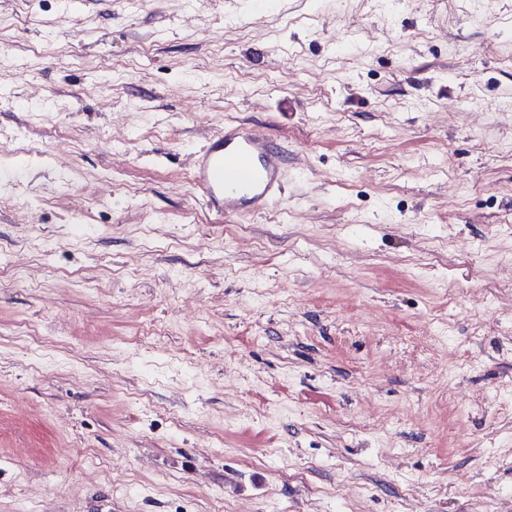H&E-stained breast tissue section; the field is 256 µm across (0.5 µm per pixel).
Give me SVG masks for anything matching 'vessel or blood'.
<instances>
[{
  "mask_svg": "<svg viewBox=\"0 0 512 512\" xmlns=\"http://www.w3.org/2000/svg\"><path fill=\"white\" fill-rule=\"evenodd\" d=\"M282 156L266 138L225 127L199 152L192 184L212 211L235 217L259 212L281 195Z\"/></svg>",
  "mask_w": 512,
  "mask_h": 512,
  "instance_id": "b4317fda",
  "label": "vessel or blood"
}]
</instances>
